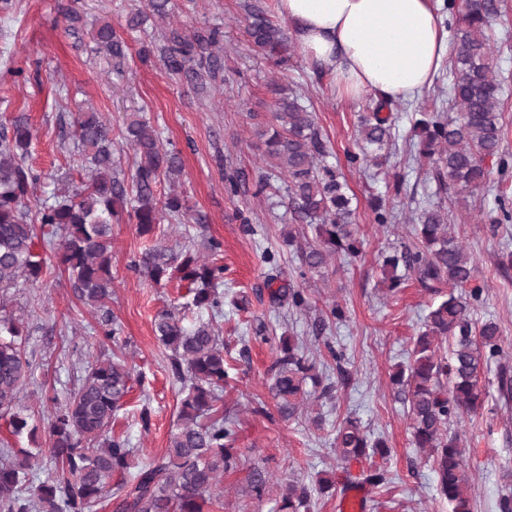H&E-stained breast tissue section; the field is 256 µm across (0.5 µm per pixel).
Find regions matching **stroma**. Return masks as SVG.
Masks as SVG:
<instances>
[{
    "label": "stroma",
    "instance_id": "1",
    "mask_svg": "<svg viewBox=\"0 0 512 512\" xmlns=\"http://www.w3.org/2000/svg\"><path fill=\"white\" fill-rule=\"evenodd\" d=\"M247 0H174L166 21H150L128 31L125 20L145 9L146 0H10L0 8V126L26 113L35 138L29 162L46 176L80 180L76 162L61 150L68 130L63 119L79 107L101 111L113 134H120L127 113H142L173 142L184 166L182 189L202 224H162L153 235H140L135 223L112 227L113 290L110 309L123 332L114 352L134 370L131 390L112 422L114 435L137 448L135 464L161 457L176 429L179 385L167 368L166 353L154 335L153 322L162 309L187 301L184 283L154 284L135 267L145 249L154 245L202 250L203 241H222L224 316L218 324L224 339V361L231 382L221 408L235 420L237 445L246 461L225 474L218 486L221 503L209 512H278L287 484L311 491L313 512H337L345 486L343 466L333 445L337 425L358 418L371 436L384 440L386 457H373L385 466L389 484L366 489L367 512H448L436 492V474L428 450L412 443L406 407L398 399L391 376L406 362L430 307L438 295L408 279L397 291L380 281L381 253L410 243L409 215L444 202L450 222L476 263L475 283L483 290L473 311L476 323H498L504 354L482 366L478 375L482 406L463 415L457 428L462 438L464 471L471 486L474 512H501L499 502L512 483V405L504 406L498 391L501 367L512 370V273L499 270L502 251H512V220L503 221L497 197L512 211V0H499L500 15L490 34L494 61L505 77L499 110L502 114V152L507 170L493 169L490 193L468 204L446 201L435 182L425 175L427 162L407 152L413 113L432 109L448 98V70L440 68L432 87L421 97L403 101L396 117V149L382 167H351L347 153L356 151L359 117L372 95L355 101L341 98L331 76L316 77L310 61L291 47L289 68L276 66L253 44L246 30ZM77 16L76 33H68V16ZM124 32L127 58L123 75H115L104 56L93 52L91 32L102 22ZM186 32L215 29L224 47V67L215 82L199 89L183 73L172 72L164 58L165 28ZM24 71L14 80L13 71ZM292 82L308 98L323 137L354 196L355 222L363 242L361 256L332 260L324 275L300 277V263L284 232H301L284 208L269 209L255 196L263 165L252 148L251 113H269L270 80ZM245 173L237 195L225 193L227 178ZM401 189H394V182ZM394 213L389 227L374 222L373 205ZM272 250L279 260L271 270L263 258ZM277 272L280 282L301 288L308 309L273 308L266 277ZM344 315L329 318L332 304ZM25 311L28 357L37 366L39 383L26 387L21 405L34 436H11L0 420V439L13 448L50 446L47 420L53 398H65L76 385L83 363L99 354L96 330L99 312L73 294L64 274L52 272L43 288H28L16 296ZM327 316L323 333L313 323ZM302 341L316 370L336 388L298 417L281 418L269 386L281 337ZM149 409L151 425L142 428L140 412ZM322 416L315 426L314 416ZM269 477L263 501L250 500L247 480L252 468ZM336 480L335 493L318 494L320 480Z\"/></svg>",
    "mask_w": 512,
    "mask_h": 512
}]
</instances>
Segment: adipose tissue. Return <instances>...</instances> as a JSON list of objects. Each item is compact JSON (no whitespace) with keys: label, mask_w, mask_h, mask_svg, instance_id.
<instances>
[{"label":"adipose tissue","mask_w":512,"mask_h":512,"mask_svg":"<svg viewBox=\"0 0 512 512\" xmlns=\"http://www.w3.org/2000/svg\"><path fill=\"white\" fill-rule=\"evenodd\" d=\"M306 59L341 97L407 100L429 88L448 48L435 0H277Z\"/></svg>","instance_id":"1"}]
</instances>
